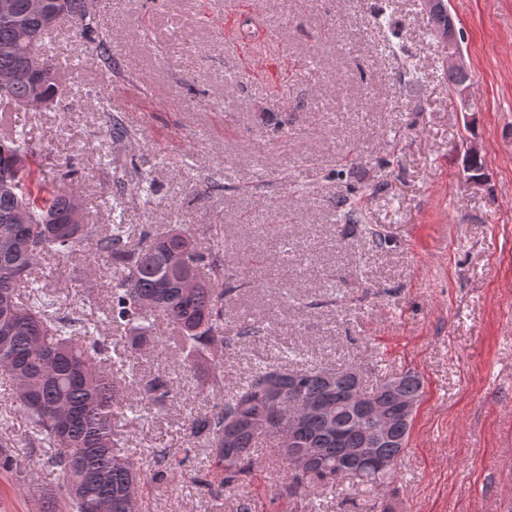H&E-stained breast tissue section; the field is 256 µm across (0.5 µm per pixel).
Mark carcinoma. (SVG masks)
Instances as JSON below:
<instances>
[{"mask_svg": "<svg viewBox=\"0 0 512 512\" xmlns=\"http://www.w3.org/2000/svg\"><path fill=\"white\" fill-rule=\"evenodd\" d=\"M29 0H12V10L0 12V77L13 71L31 41L43 45L63 19L90 31L99 19L88 0H43L47 14L31 12ZM101 70L112 71V50L105 42L95 46ZM65 68L54 64V73L10 84L0 82V104L37 106L42 97L56 98L62 90ZM73 172L57 171L49 181L38 161V150L24 130L0 133V326L13 333L0 336V374L12 386L10 413L23 419L32 439L43 448L41 467L62 480L56 501L60 512H89V505L107 506L131 498L144 477L134 454L127 448L126 429L140 423L141 409L126 391L137 388L154 403L173 396L170 381L162 376L138 377L131 357L155 347L160 327L171 330L167 342L190 373L201 360L215 367L224 364L223 352L233 337L224 321L226 289L215 279L224 273V250L201 246L188 228L156 232L141 226L134 234L124 223L125 201L102 204L112 213L105 231L84 222L73 224L70 189ZM339 219L346 224L364 221L355 201L339 200ZM92 252L112 263L115 278L102 314L111 335L102 336L82 310L62 312L50 285L34 274V259L45 253L68 259ZM185 255V272L199 280L184 288L169 270L166 256ZM351 364L340 370L327 366L290 370L283 362L257 366L242 385L205 412L187 417V430L210 449L224 469V488L234 489L249 480L262 446L273 449L283 463L281 493L311 494L314 489L351 479L370 492L395 481L398 462L408 445L413 418L399 421L398 401L404 395L419 400L418 376H402L392 390L369 392L394 416L392 440L381 449L394 468L387 474L336 469L347 449L358 448V424L371 418L364 411L336 405V394L354 387ZM340 372L331 382L326 372ZM268 376L279 380L284 400L322 399L334 405L327 414L309 416L301 426L300 444L319 449L321 467L298 473L288 449L282 445L288 432V415L279 426L254 429L268 416L274 395L263 385ZM189 449L154 448L149 452L150 482L163 485L174 474V464L189 460Z\"/></svg>", "mask_w": 512, "mask_h": 512, "instance_id": "obj_1", "label": "carcinoma"}]
</instances>
